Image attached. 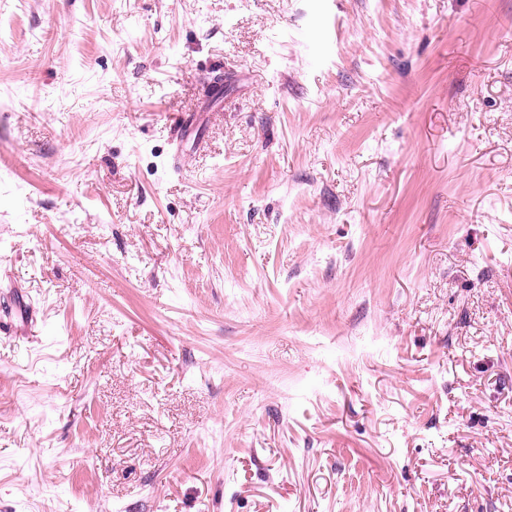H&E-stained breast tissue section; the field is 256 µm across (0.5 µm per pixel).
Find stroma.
<instances>
[{
  "mask_svg": "<svg viewBox=\"0 0 512 512\" xmlns=\"http://www.w3.org/2000/svg\"><path fill=\"white\" fill-rule=\"evenodd\" d=\"M1 280L0 512H512V0H0Z\"/></svg>",
  "mask_w": 512,
  "mask_h": 512,
  "instance_id": "stroma-1",
  "label": "stroma"
}]
</instances>
